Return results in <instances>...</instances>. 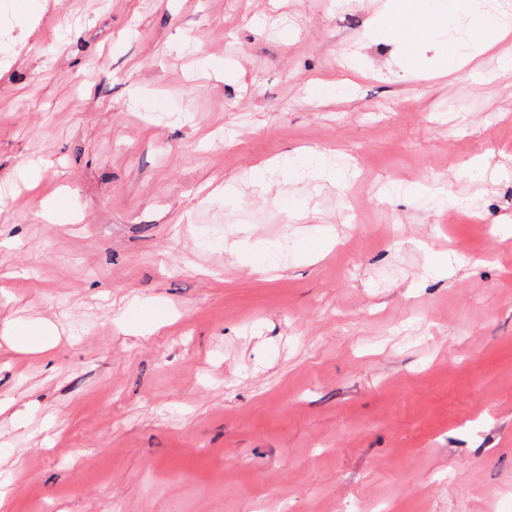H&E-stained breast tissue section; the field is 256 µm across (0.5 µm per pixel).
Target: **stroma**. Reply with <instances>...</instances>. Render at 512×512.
Returning a JSON list of instances; mask_svg holds the SVG:
<instances>
[{"label":"stroma","mask_w":512,"mask_h":512,"mask_svg":"<svg viewBox=\"0 0 512 512\" xmlns=\"http://www.w3.org/2000/svg\"><path fill=\"white\" fill-rule=\"evenodd\" d=\"M491 2L492 49L471 29L408 68L379 0H0V512H489L512 488ZM311 152L335 181L281 169ZM135 297L166 323L122 330ZM18 321L59 335L18 350Z\"/></svg>","instance_id":"obj_1"}]
</instances>
